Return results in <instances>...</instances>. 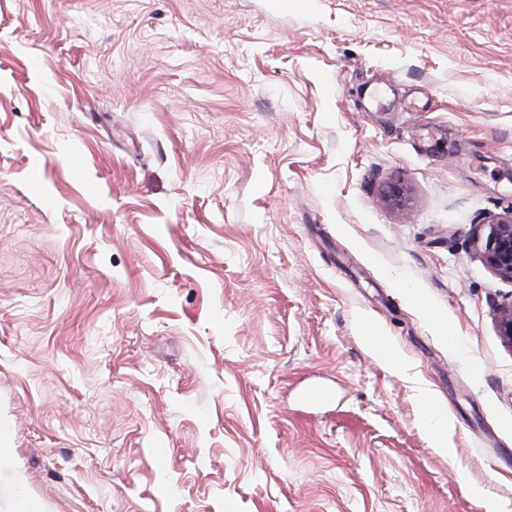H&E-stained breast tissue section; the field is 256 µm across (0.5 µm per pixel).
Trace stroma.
Masks as SVG:
<instances>
[{
  "label": "stroma",
  "mask_w": 512,
  "mask_h": 512,
  "mask_svg": "<svg viewBox=\"0 0 512 512\" xmlns=\"http://www.w3.org/2000/svg\"><path fill=\"white\" fill-rule=\"evenodd\" d=\"M510 210L512 0H0V512L512 503ZM473 240L485 267L512 282V210L478 224ZM395 366L402 374H405L415 383V391L419 402L423 406L432 410V435L434 444L439 448H444L445 445L447 446L448 444V417L441 412L439 406L433 400L429 390L414 379L411 369L407 364L399 360Z\"/></svg>",
  "instance_id": "stroma-1"
}]
</instances>
